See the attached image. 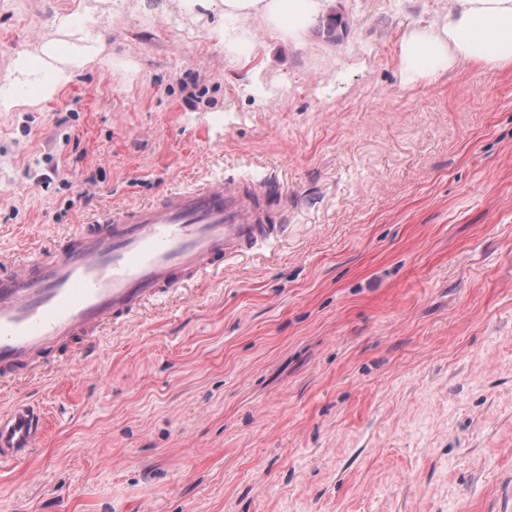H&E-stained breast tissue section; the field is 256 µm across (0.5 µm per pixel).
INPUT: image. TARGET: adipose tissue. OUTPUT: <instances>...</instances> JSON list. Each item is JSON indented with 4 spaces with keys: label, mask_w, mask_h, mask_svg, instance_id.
<instances>
[{
    "label": "adipose tissue",
    "mask_w": 512,
    "mask_h": 512,
    "mask_svg": "<svg viewBox=\"0 0 512 512\" xmlns=\"http://www.w3.org/2000/svg\"><path fill=\"white\" fill-rule=\"evenodd\" d=\"M454 8L444 24L414 28L399 45L401 72L407 82L435 78L441 72L476 66L487 71L512 67V0H453ZM231 27L220 33L226 48L250 47L236 20L263 18L273 32L290 36L304 32L321 17L324 0H220ZM60 39L45 44L41 53L23 54L15 62V74L23 78L44 72L48 78L33 82L22 95L14 88L0 89V112L33 105L53 96L76 71L99 59L100 40L90 37L76 19L60 21Z\"/></svg>",
    "instance_id": "1"
}]
</instances>
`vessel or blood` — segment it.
Masks as SVG:
<instances>
[{"label": "vessel or blood", "mask_w": 512, "mask_h": 512, "mask_svg": "<svg viewBox=\"0 0 512 512\" xmlns=\"http://www.w3.org/2000/svg\"><path fill=\"white\" fill-rule=\"evenodd\" d=\"M274 180L212 178L100 214L33 258L0 265V378L34 371L53 351L89 340L224 261L277 236ZM45 430L17 402L0 416V462L22 463Z\"/></svg>", "instance_id": "b4317fda"}]
</instances>
